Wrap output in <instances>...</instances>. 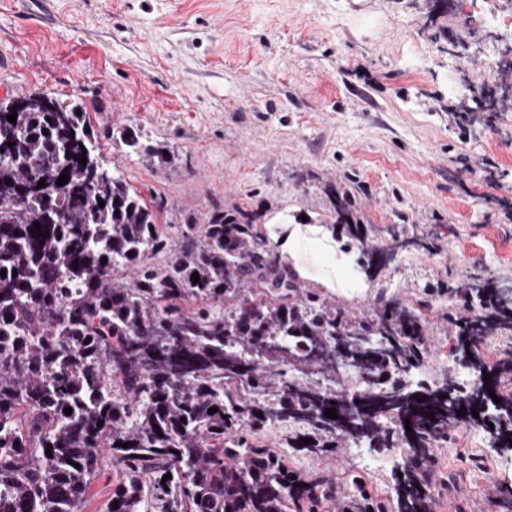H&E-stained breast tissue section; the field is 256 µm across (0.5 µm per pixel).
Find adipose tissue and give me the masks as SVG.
<instances>
[{
    "label": "adipose tissue",
    "instance_id": "obj_1",
    "mask_svg": "<svg viewBox=\"0 0 512 512\" xmlns=\"http://www.w3.org/2000/svg\"><path fill=\"white\" fill-rule=\"evenodd\" d=\"M266 230L284 269L316 279L322 287H335L342 275L345 255L336 252V237L323 224H270Z\"/></svg>",
    "mask_w": 512,
    "mask_h": 512
}]
</instances>
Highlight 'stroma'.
Listing matches in <instances>:
<instances>
[{
  "label": "stroma",
  "mask_w": 512,
  "mask_h": 512,
  "mask_svg": "<svg viewBox=\"0 0 512 512\" xmlns=\"http://www.w3.org/2000/svg\"><path fill=\"white\" fill-rule=\"evenodd\" d=\"M458 0H0V83L13 94L83 98L104 158L177 235L188 220L237 208L259 222L322 217L332 189H351L383 268L322 290L366 313L378 294L429 304L428 382L459 369L452 322L478 303L453 293L470 276L512 287V97L481 122L450 120L470 89L503 78L512 34ZM467 50L456 48V41ZM118 126L168 146L175 166L126 156ZM416 239L397 252L392 236ZM472 427L439 437L426 471L432 512H512V448L479 456ZM287 429L261 433L297 470L361 472L390 495L379 448L308 456Z\"/></svg>",
  "instance_id": "1"
}]
</instances>
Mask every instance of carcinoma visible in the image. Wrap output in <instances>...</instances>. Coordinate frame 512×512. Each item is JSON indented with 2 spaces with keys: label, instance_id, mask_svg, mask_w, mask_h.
Here are the masks:
<instances>
[{
  "label": "carcinoma",
  "instance_id": "carcinoma-1",
  "mask_svg": "<svg viewBox=\"0 0 512 512\" xmlns=\"http://www.w3.org/2000/svg\"><path fill=\"white\" fill-rule=\"evenodd\" d=\"M508 92H476L451 118L493 112ZM116 138L152 166L175 162L129 127ZM356 211L337 191L322 223L346 228L372 276L377 247ZM178 240L171 251L157 211L105 163L81 98L0 99V512H80L106 458L104 512H431L410 460L428 461L436 436L479 425L512 446V396L498 386L512 363L488 365L477 345L512 330V293L459 284L484 308L454 321V352L475 379L414 385L407 376L430 357L423 305L382 300L354 315L327 303L278 269L237 209ZM126 268L130 283L116 277ZM271 426L299 453L349 442L399 452L393 499L372 497L352 470L336 496L333 479L256 445Z\"/></svg>",
  "mask_w": 512,
  "mask_h": 512
}]
</instances>
